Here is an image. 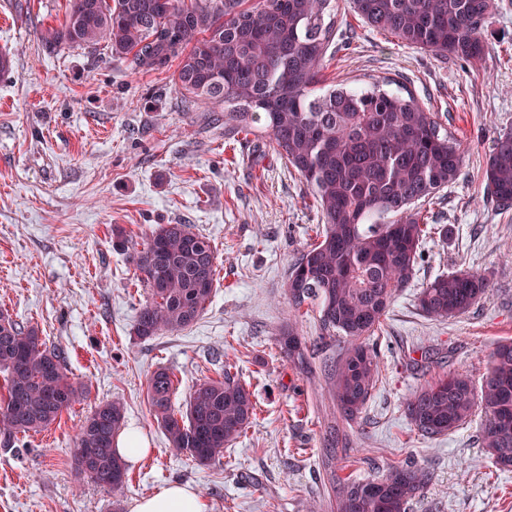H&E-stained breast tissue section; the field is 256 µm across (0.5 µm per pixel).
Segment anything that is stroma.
<instances>
[{
	"instance_id": "1",
	"label": "stroma",
	"mask_w": 512,
	"mask_h": 512,
	"mask_svg": "<svg viewBox=\"0 0 512 512\" xmlns=\"http://www.w3.org/2000/svg\"><path fill=\"white\" fill-rule=\"evenodd\" d=\"M336 30L326 84L400 80L436 112L465 151L457 180L422 207L445 233L428 239L414 277L369 343L379 377L360 417L345 424L350 446L339 477L369 478L414 462L431 481L412 512H512V471L499 470L479 440L480 417L425 437L405 399L438 375L480 380L496 345L512 340V207L484 190L495 139L512 132V0H496L486 56L463 62L369 28L352 0H334ZM68 0H0V312L36 327L68 354L83 397L58 420L0 447V512H129L136 498L189 485L207 512H310L332 490L322 466L331 406L324 364L339 345L320 343L316 313L291 316L284 283L322 221L305 183L271 139L228 134L203 109L186 110L173 68L131 73L91 66L86 52H47L40 35ZM188 224L217 254L211 303L187 329L148 342L132 330L149 295L114 227L144 241L158 224ZM489 281L469 312L424 315L417 296L441 273ZM310 347L307 369L289 363L277 339L288 319ZM235 366L256 413L218 462L204 467L170 447L146 397L157 368L175 376L176 407L191 388ZM121 403L124 427L151 446L112 493L74 470L80 425L102 402Z\"/></svg>"
}]
</instances>
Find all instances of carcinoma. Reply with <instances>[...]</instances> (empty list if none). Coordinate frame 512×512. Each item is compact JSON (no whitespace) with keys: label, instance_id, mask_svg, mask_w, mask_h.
Segmentation results:
<instances>
[{"label":"carcinoma","instance_id":"carcinoma-1","mask_svg":"<svg viewBox=\"0 0 512 512\" xmlns=\"http://www.w3.org/2000/svg\"><path fill=\"white\" fill-rule=\"evenodd\" d=\"M68 0L64 22L42 36L48 48L81 49L93 61L117 60L134 73L177 63L174 85L186 106L209 107V119L247 135L261 131L306 183L323 222L320 241L302 251L285 281L288 304L319 313L320 339L341 342L328 363L331 417L322 464L330 472V512H410L430 482L416 464L389 467L366 479L336 477L349 447L337 420H355L379 374L366 340L396 294L415 273L427 239L418 204L460 175L464 153L437 113L402 84L387 90L321 85L333 41L332 0ZM365 24L415 48L465 61L486 55L484 27L495 0H353ZM264 120L258 129L255 122ZM487 191L512 205V133L498 137L486 161ZM118 246L150 297L139 308L134 335L145 342L191 326L211 302L215 249L188 224H159L140 244L117 228ZM481 274L457 271L425 283L419 309L435 320L468 312L487 294ZM280 353L304 366L310 349L288 325ZM0 444L53 424L80 399L64 352L35 327L0 313ZM173 374L155 371L147 397L169 445L200 466L224 455L255 412L253 393L224 365V378L193 387L176 410ZM482 406L480 442L501 470L512 468V341L491 353L480 383L446 374L415 390L404 413L421 435L436 437L465 424ZM124 421L118 402L97 405L76 437L78 476L124 489L127 469L114 452Z\"/></svg>","mask_w":512,"mask_h":512}]
</instances>
